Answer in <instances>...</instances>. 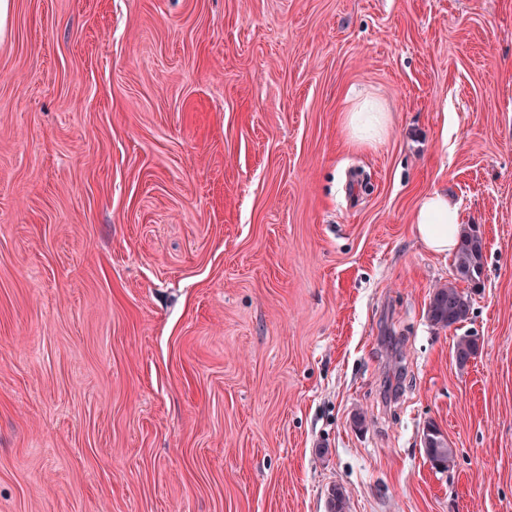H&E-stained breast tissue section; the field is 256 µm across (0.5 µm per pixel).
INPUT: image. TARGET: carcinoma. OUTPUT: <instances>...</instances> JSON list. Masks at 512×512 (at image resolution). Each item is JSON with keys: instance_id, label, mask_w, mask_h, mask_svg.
<instances>
[{"instance_id": "carcinoma-1", "label": "carcinoma", "mask_w": 512, "mask_h": 512, "mask_svg": "<svg viewBox=\"0 0 512 512\" xmlns=\"http://www.w3.org/2000/svg\"><path fill=\"white\" fill-rule=\"evenodd\" d=\"M483 267V241L476 229L465 225L461 229L460 241L454 254L452 277L448 282L432 289L427 305V318L441 328L447 329L469 319L472 309L471 296L457 287V282H474L480 278ZM478 352V345L470 336H460L454 345L456 362L464 366ZM431 465L447 471L454 466L455 453L448 441L440 436L433 437L431 445L424 449ZM329 512H347L348 502L343 489L332 488L328 500Z\"/></svg>"}]
</instances>
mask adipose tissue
<instances>
[{"mask_svg":"<svg viewBox=\"0 0 512 512\" xmlns=\"http://www.w3.org/2000/svg\"><path fill=\"white\" fill-rule=\"evenodd\" d=\"M388 115L379 103L364 99L346 114L352 136L360 141L380 139L387 130ZM413 222L425 246L437 253H452L458 244L460 210L448 195L433 191L424 195L414 211Z\"/></svg>","mask_w":512,"mask_h":512,"instance_id":"ef3b65f1","label":"adipose tissue"}]
</instances>
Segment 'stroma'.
<instances>
[{
  "label": "stroma",
  "mask_w": 512,
  "mask_h": 512,
  "mask_svg": "<svg viewBox=\"0 0 512 512\" xmlns=\"http://www.w3.org/2000/svg\"><path fill=\"white\" fill-rule=\"evenodd\" d=\"M433 191L484 240L456 328L425 314ZM336 484L512 512V0H0V512ZM376 111V112H372ZM388 112L376 101L363 99L350 112H346V124L352 136L359 141H375L387 130ZM426 458L431 465L439 470H450L455 463V453L448 441L441 436H434L431 445L423 448Z\"/></svg>",
  "instance_id": "obj_1"
}]
</instances>
